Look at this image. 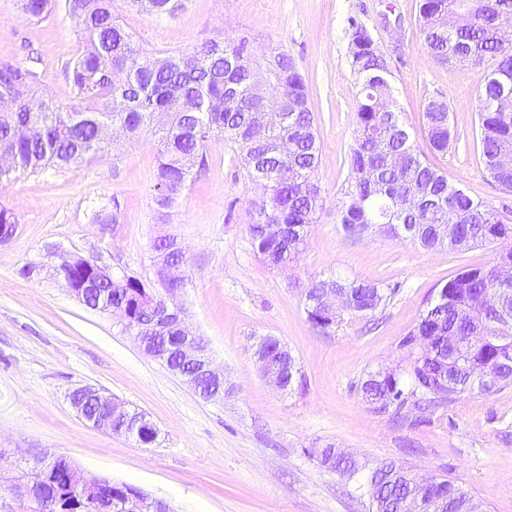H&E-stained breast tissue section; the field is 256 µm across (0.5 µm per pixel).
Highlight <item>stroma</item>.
I'll use <instances>...</instances> for the list:
<instances>
[{
  "label": "stroma",
  "instance_id": "1",
  "mask_svg": "<svg viewBox=\"0 0 512 512\" xmlns=\"http://www.w3.org/2000/svg\"><path fill=\"white\" fill-rule=\"evenodd\" d=\"M181 3L166 16L126 6L117 14L152 55L246 34L258 48H283L302 75L317 116L323 197L308 245L285 272L260 260L248 230L258 190L221 142L210 144L207 168L194 174L165 224L154 211L158 146L148 132L102 158L17 177L0 189V203L19 224L0 247V448L66 455L164 500L172 512H368L366 494L311 456L330 443L363 464L393 460L449 476L484 512H512V388L461 396L423 422L380 412L361 391L368 372H408L402 340L427 300L458 273L492 265L496 247L426 251L381 229L354 238L340 224L359 94L348 63L350 21L367 27L385 54L402 120L419 147L427 145L425 102H447L454 138L429 162L507 215L512 192L491 181L476 139L485 67L456 72L429 57L419 0ZM81 50L78 24L64 7L34 20L18 0H0V62L25 65L37 56L43 87L60 105L71 103L65 66ZM115 204L118 223L93 222V213ZM163 234L186 247L176 302L224 369L223 400L201 398L112 315L81 305L54 272L80 257L154 284L152 244ZM28 266L39 275L22 276ZM329 273L375 281L393 294L375 313L343 315L324 334L307 319L303 290L310 277ZM267 336L295 359L292 392L260 373L254 351ZM83 385L145 412L157 440L145 445L86 425L68 401Z\"/></svg>",
  "mask_w": 512,
  "mask_h": 512
}]
</instances>
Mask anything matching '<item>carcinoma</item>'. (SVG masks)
<instances>
[{
    "mask_svg": "<svg viewBox=\"0 0 512 512\" xmlns=\"http://www.w3.org/2000/svg\"><path fill=\"white\" fill-rule=\"evenodd\" d=\"M80 25L85 49L68 63L66 75L76 105L63 109L51 97L36 95L40 73L35 64L0 63V95L12 97L11 115L0 120V152L15 166L0 170V188L18 174H37L48 167H67L102 156L98 128L112 125L134 139L150 131L160 143L154 204L161 222L178 202L194 168L208 162L207 148L217 138L228 145L261 192L250 203L248 229L252 245L272 268L284 269L306 245L310 224L321 200L314 180L320 164L316 118L306 85L291 56L264 49L269 76L283 97L281 111L257 125L252 114L261 104L250 88L256 52L252 39L210 40L186 54L153 57L136 47L115 21L113 0H64ZM139 11L172 13L175 0H129ZM53 0H22L21 8L43 18ZM467 14L468 21L448 34V11ZM419 26L429 56L454 68L484 66L498 82H487L479 109L480 153L488 176L512 191V167L497 158L512 153V44L497 38L501 26L512 27V0H420ZM364 26L351 22L349 62L360 84L356 134L348 156V186L341 224L350 236L365 225H380L394 236L427 251L446 247L465 251L477 246L509 244L490 267L469 268L445 283L427 302L416 325L403 339L431 336L439 346L448 336H477L478 344L462 347L443 366L424 353L413 356L411 387L396 372L367 375L361 389L382 409L432 415L465 394L501 391L512 385V321L492 316L477 300L497 290L499 269L512 266V224L458 188L446 173L427 162L401 119L392 89V72L369 46ZM429 149L446 153L453 138L448 104L431 99L425 105ZM351 298L346 309L365 316L386 305L391 292L367 280L330 275L310 279L304 294L308 321L325 333L337 314L322 304L327 290ZM143 296L140 281L112 274L89 288L84 305L119 310L135 319ZM312 454L325 468L350 478L361 470L328 444ZM362 488L369 512H414L412 499L426 502V512H482L470 492L447 478L437 483L393 462L368 469ZM136 487L114 483L99 489L98 498L117 503ZM44 512H82L68 498L67 481L56 473L45 491Z\"/></svg>",
    "mask_w": 512,
    "mask_h": 512,
    "instance_id": "1",
    "label": "carcinoma"
}]
</instances>
